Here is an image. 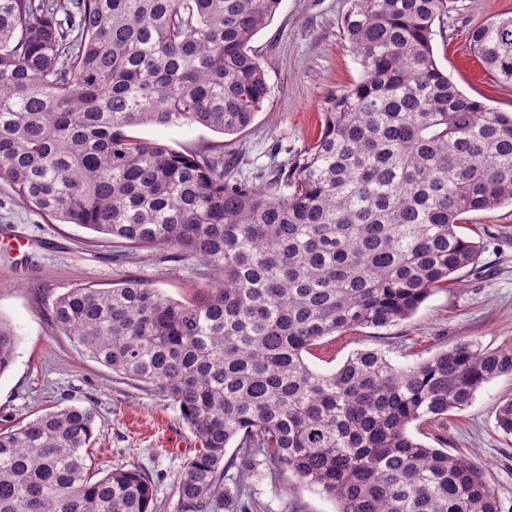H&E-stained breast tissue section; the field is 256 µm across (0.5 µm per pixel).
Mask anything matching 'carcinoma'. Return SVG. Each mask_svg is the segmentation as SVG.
<instances>
[{"mask_svg": "<svg viewBox=\"0 0 512 512\" xmlns=\"http://www.w3.org/2000/svg\"><path fill=\"white\" fill-rule=\"evenodd\" d=\"M279 2L0 0V181L60 224L172 248L214 278L184 303L142 278L70 288L52 324L178 407L200 447L175 512H215L224 465L256 452L337 512H503L476 457L409 428L512 375V349L460 340L405 368L359 349L329 372L303 357L327 336L411 319L478 269L465 214L512 206V113L463 94L434 56L453 0H350L343 33L362 77L266 189L224 180L220 155L130 133L248 127L270 94L250 43ZM471 46L512 85V15ZM18 343L0 316V377ZM494 416L512 435V398ZM95 417L57 406L0 428V512H153L142 467L98 478L87 464Z\"/></svg>", "mask_w": 512, "mask_h": 512, "instance_id": "cac0c4a2", "label": "carcinoma"}]
</instances>
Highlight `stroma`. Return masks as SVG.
Masks as SVG:
<instances>
[{"instance_id":"35a3bbf8","label":"stroma","mask_w":512,"mask_h":512,"mask_svg":"<svg viewBox=\"0 0 512 512\" xmlns=\"http://www.w3.org/2000/svg\"><path fill=\"white\" fill-rule=\"evenodd\" d=\"M348 7V0H281L272 22L252 41L271 93L243 131L223 135L198 124L147 125L134 128V135L179 151L214 149L224 155L229 180L264 187L317 136L330 99L361 76L342 29ZM505 13L512 14V0H454L435 27L433 49L438 65L464 94L512 112V85L497 82L470 49L471 32ZM2 227L33 247L21 255L11 242L0 243V316L21 338L13 366L0 377V428L53 405L94 407L90 463L97 475L139 463L155 483L161 512H175L174 479L199 446L179 409L82 356L52 325L49 307L69 288H108L125 276L149 280L168 298L189 300L205 286L203 265L176 258L170 248H132L74 224L55 223L1 182ZM465 232L482 243L477 273H462L454 288L435 292L402 325L323 338L306 357L310 367L334 370L365 347L381 350L397 367L415 365L461 339L489 349L512 347V207L469 213ZM510 397L512 376L499 377L465 410L451 413L444 426L422 427L418 435L427 445L480 457L505 512H512V436L497 430L494 406ZM217 512H337V504L260 455L246 477L225 469Z\"/></svg>"}]
</instances>
